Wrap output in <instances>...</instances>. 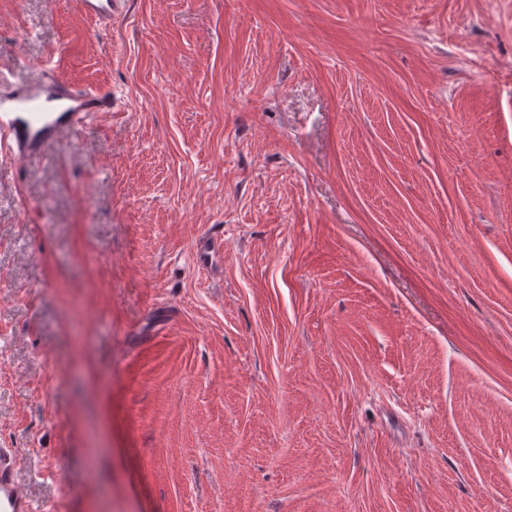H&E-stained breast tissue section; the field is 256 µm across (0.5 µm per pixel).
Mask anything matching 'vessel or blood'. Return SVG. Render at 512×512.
Returning a JSON list of instances; mask_svg holds the SVG:
<instances>
[{
  "label": "vessel or blood",
  "mask_w": 512,
  "mask_h": 512,
  "mask_svg": "<svg viewBox=\"0 0 512 512\" xmlns=\"http://www.w3.org/2000/svg\"><path fill=\"white\" fill-rule=\"evenodd\" d=\"M122 5L123 0H83L86 13L105 26ZM39 70V77L0 86V154L20 162L35 155L47 140L77 130L113 105L110 91L75 85L55 76L44 63ZM0 512H32L8 448H0Z\"/></svg>",
  "instance_id": "obj_1"
}]
</instances>
